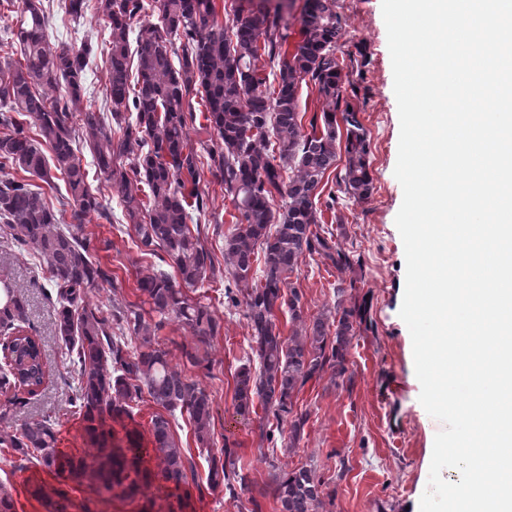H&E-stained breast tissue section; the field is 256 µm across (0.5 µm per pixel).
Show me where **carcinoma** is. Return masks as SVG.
<instances>
[{
    "label": "carcinoma",
    "instance_id": "obj_1",
    "mask_svg": "<svg viewBox=\"0 0 512 512\" xmlns=\"http://www.w3.org/2000/svg\"><path fill=\"white\" fill-rule=\"evenodd\" d=\"M20 9L0 51L19 59L0 66V223L22 246L47 265V281L55 295L57 338L68 351L76 385L69 398L73 414L84 422L92 463L57 448V419L28 418L17 433H0V447L11 450L12 467L35 463L62 478L87 480L99 492L115 487L133 496L149 487L155 475L180 490L198 484L191 453L171 431L170 418L188 415L196 447L214 444L211 394L187 374L190 368L212 370L206 348L221 333V321L209 306L191 298L215 269V256L188 224L193 208L207 209L208 195L198 186L199 170L215 167L224 196L239 217L224 231V276L227 306L243 308L251 329L250 348L259 366L241 365L234 374L233 399L241 415L260 403L273 415L276 428L261 432L268 442L288 423V448L296 447L309 418L296 411L298 393L312 379L331 372L344 377L353 336L354 311H336L303 319V293L290 281L305 255L342 271L349 256L321 235L322 212L312 200L326 172L345 151L341 181L346 193L369 198L373 177L368 143L355 113L341 110L346 91L336 58L340 17L329 0H305L298 40L284 49L290 28L267 16L238 7L230 28L215 20L214 0H152L162 26L142 24L131 51L134 21L147 9L144 0H57L58 10L73 19L89 10L108 34L106 100L109 112L78 109L85 93V72L93 46L54 44L48 33L45 0H0L1 10ZM183 42L178 64L171 61V39ZM267 56L279 65L277 89L266 92L256 62ZM309 79L323 100L321 115L312 116L303 132L298 112V82ZM201 95L209 129L216 133L195 147L189 135L193 121L189 97ZM135 115L131 120L126 113ZM348 125L340 144L337 115ZM88 148L96 168L118 197L123 215L139 247L158 259L137 276V290L149 309L129 305L107 317L89 307V289L108 278L90 253L87 217L103 215L97 194L78 156ZM132 159L130 165L123 160ZM288 168L292 176L283 178ZM62 176L69 217L56 212L36 176L47 185L51 172ZM149 189V201L141 193ZM281 199L274 208L275 198ZM259 262V272L254 263ZM174 268L171 275L166 267ZM289 315L292 329L281 334L276 313ZM175 322L192 334L178 345L182 364L172 363L158 335ZM0 350L12 365L0 370V395L14 405L18 392L29 396L49 378L41 338L33 333L27 302L9 278H0ZM148 397L165 413L151 418L150 444L157 471L145 465L143 436L124 419L132 404ZM121 424L123 437L113 424ZM268 490L281 512H318L322 483L302 466L283 471L270 463ZM237 442L224 438L220 454L208 458L206 483L235 496L241 475ZM31 495L49 512H72L66 489L47 492L36 485Z\"/></svg>",
    "mask_w": 512,
    "mask_h": 512
}]
</instances>
